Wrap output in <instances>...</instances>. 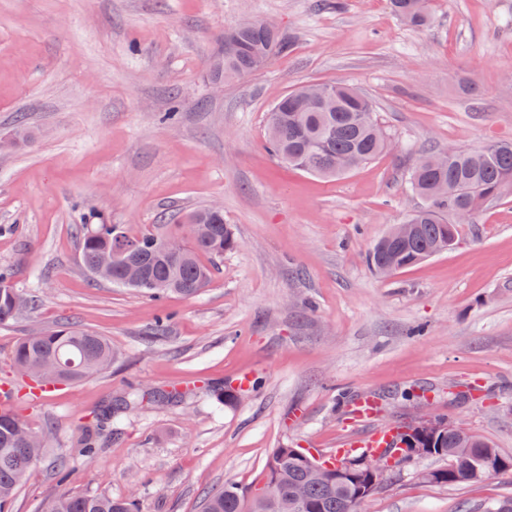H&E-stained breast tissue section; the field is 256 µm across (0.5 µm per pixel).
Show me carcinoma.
I'll return each mask as SVG.
<instances>
[{
	"instance_id": "carcinoma-1",
	"label": "carcinoma",
	"mask_w": 512,
	"mask_h": 512,
	"mask_svg": "<svg viewBox=\"0 0 512 512\" xmlns=\"http://www.w3.org/2000/svg\"><path fill=\"white\" fill-rule=\"evenodd\" d=\"M433 0H390L395 14L406 24L423 28L432 19ZM230 45L214 54L212 75L224 82L239 80L263 68L286 47L283 35L261 19L246 27L224 32ZM325 103L308 98L309 87L301 85L272 106L267 120L266 145L281 162L306 174L335 178L376 159L388 149L386 136L377 121L372 101L361 91L342 83H322ZM436 153L409 171V183L422 205L402 220L410 226L401 239L380 237L368 253L375 272L389 265L394 272L413 267L425 259L453 248L461 224H472L482 208L512 189V141H496L478 150L458 148L448 153L441 167L430 164ZM77 234L81 239V262L94 275L102 258L113 256L116 236L134 251L112 260L111 284L135 288L154 298L178 295L192 298L212 281L216 261L237 247L224 212L202 206L188 211L176 229L165 225L130 236L120 224L93 206L81 214ZM9 274L0 270V325L35 309L37 299L25 297L8 284ZM111 343L94 331L62 324L17 341L13 350L15 371L41 385L72 384L87 380L112 365ZM180 392H147L132 387L121 398L104 405L83 438L85 455L91 456L112 436V419L127 409L156 401L175 403ZM432 458L446 460L445 466L426 471L424 480L438 485H457L512 472V456L472 432L448 429L432 439ZM43 436L32 431L24 417L0 408V512H10L17 488L30 468L43 456ZM365 483L315 471L309 455L298 448H276L268 463L264 487L254 490L250 506L244 492L234 485L208 493L203 512H292L297 489L303 490L302 512H361L358 493ZM135 499L100 494L61 493L47 512H133Z\"/></svg>"
}]
</instances>
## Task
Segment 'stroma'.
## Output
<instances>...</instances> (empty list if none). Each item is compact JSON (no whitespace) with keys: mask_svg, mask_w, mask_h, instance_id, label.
<instances>
[{"mask_svg":"<svg viewBox=\"0 0 512 512\" xmlns=\"http://www.w3.org/2000/svg\"><path fill=\"white\" fill-rule=\"evenodd\" d=\"M0 0V268L37 310L0 326V383L22 336L70 321L106 337L111 369L18 404L47 450L12 512L56 495L125 496L138 512H202L206 492L262 486L273 449L331 455L338 441L413 418L420 400L512 455V192L455 249L387 278L372 243L417 206L405 175L418 152L512 140V0H434L429 26L389 0ZM277 24L287 43L241 80L208 70L224 31ZM345 82L374 103L395 149L336 180L279 164L265 147L274 102L305 82ZM213 202L238 246L192 299H154L90 280L75 226L92 205L136 235ZM171 314L167 331L152 335ZM250 375L224 405L217 388ZM192 390L122 414L84 456L80 424L129 387ZM483 388L492 400L452 401ZM374 394V417L350 403ZM67 459L69 475L55 466ZM422 458L363 512H483L512 473L441 486Z\"/></svg>","mask_w":512,"mask_h":512,"instance_id":"obj_1","label":"stroma"}]
</instances>
